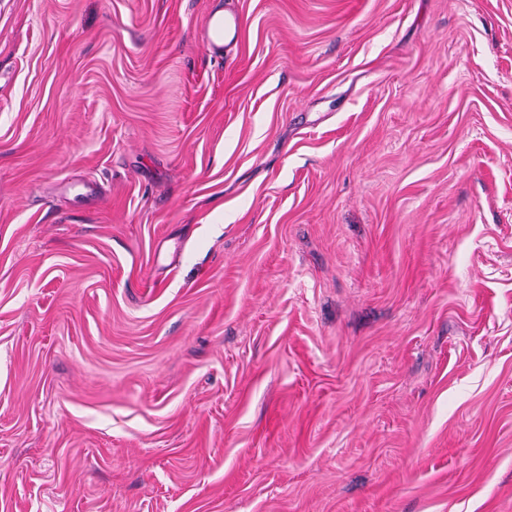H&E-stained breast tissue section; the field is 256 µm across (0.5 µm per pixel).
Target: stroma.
<instances>
[{
    "label": "stroma",
    "mask_w": 512,
    "mask_h": 512,
    "mask_svg": "<svg viewBox=\"0 0 512 512\" xmlns=\"http://www.w3.org/2000/svg\"><path fill=\"white\" fill-rule=\"evenodd\" d=\"M0 512H512V0H0Z\"/></svg>",
    "instance_id": "stroma-1"
}]
</instances>
